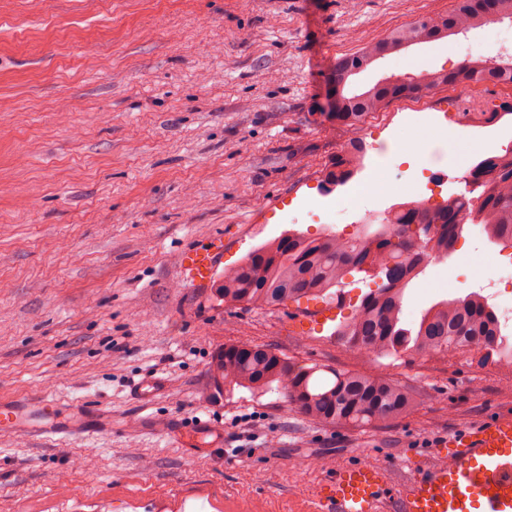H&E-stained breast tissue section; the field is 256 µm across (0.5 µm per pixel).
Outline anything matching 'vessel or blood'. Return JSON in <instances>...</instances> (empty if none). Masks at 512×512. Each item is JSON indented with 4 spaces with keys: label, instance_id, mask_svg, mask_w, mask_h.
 Returning a JSON list of instances; mask_svg holds the SVG:
<instances>
[{
    "label": "vessel or blood",
    "instance_id": "b4317fda",
    "mask_svg": "<svg viewBox=\"0 0 512 512\" xmlns=\"http://www.w3.org/2000/svg\"><path fill=\"white\" fill-rule=\"evenodd\" d=\"M224 255L223 237L184 249L181 280L207 286ZM105 416L96 406H60L41 396L0 399V438L29 441L99 432ZM454 457L405 477L395 470L353 463L339 471L318 499L316 512H512V412L498 411L449 433Z\"/></svg>",
    "mask_w": 512,
    "mask_h": 512
}]
</instances>
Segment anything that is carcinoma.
<instances>
[{
	"label": "carcinoma",
	"mask_w": 512,
	"mask_h": 512,
	"mask_svg": "<svg viewBox=\"0 0 512 512\" xmlns=\"http://www.w3.org/2000/svg\"><path fill=\"white\" fill-rule=\"evenodd\" d=\"M512 19V0H455L445 15H425L366 42L355 53L336 59L334 74L344 78L367 69L376 60L409 46L464 34L479 23ZM512 84V58L466 59L457 68L427 71L405 81L375 83L360 93L339 91L332 121L355 130L364 118L388 103L417 97L446 86ZM512 115V100L491 112H463L466 120L498 121ZM361 166V155L336 156L326 173V188L345 185ZM482 225L492 240L512 248V153L490 155L469 171L468 190L435 208L406 203L381 223L364 225L352 238L332 233L310 237L289 229L249 252L224 271L213 296L226 307L285 306L303 299L333 296L352 273H368L376 288L361 299L353 317L337 336L360 355L414 353L430 355L451 349L475 353L480 362L497 356L512 362V347L504 344L495 309L481 295L437 302L419 321L401 320L405 289L433 255L453 251L466 221ZM213 381L256 391L282 392L311 419L326 425H374L411 411L412 391L394 381L350 371L330 370L316 379L318 368H296L283 355L247 343L226 344L213 356Z\"/></svg>",
	"instance_id": "carcinoma-1"
}]
</instances>
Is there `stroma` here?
I'll list each match as a JSON object with an SVG mask.
<instances>
[{"label":"stroma","instance_id":"35a3bbf8","mask_svg":"<svg viewBox=\"0 0 512 512\" xmlns=\"http://www.w3.org/2000/svg\"><path fill=\"white\" fill-rule=\"evenodd\" d=\"M455 0H0V396L91 400L112 430L34 444L0 439V512H308L348 463L409 471L447 460L449 431L512 411V369L442 351L359 356L335 330L374 287L365 273L338 298L224 307L184 287L180 252L220 236L219 270L288 229L328 232L304 216L336 154L365 147L334 190L345 237L428 195L442 150L443 197L462 172L512 141V115L471 121L453 141L391 158L435 116L512 98V88L445 87L395 100L353 131L327 120L336 58ZM512 57V21L411 46L374 62L350 87L407 74L413 59L452 69L461 52ZM384 182L365 184L376 171ZM453 260L430 262L403 317L487 294L507 252L470 225ZM246 341L296 366L383 375L417 405L374 427L330 426L280 392H216L211 359ZM166 390L137 400L135 383ZM201 418L206 449L174 430Z\"/></svg>","mask_w":512,"mask_h":512}]
</instances>
